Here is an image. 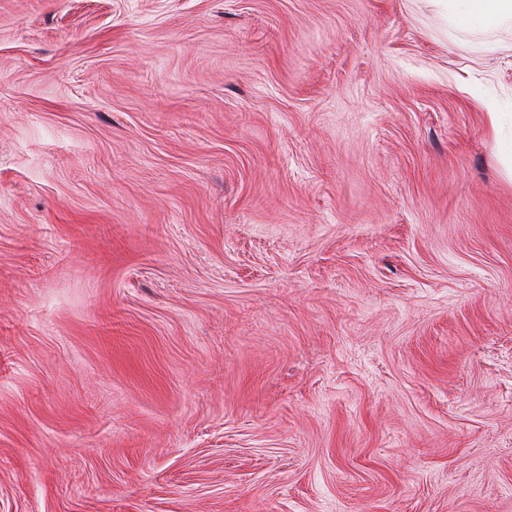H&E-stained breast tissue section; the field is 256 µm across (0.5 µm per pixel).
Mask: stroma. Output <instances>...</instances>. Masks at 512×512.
<instances>
[{"instance_id": "stroma-1", "label": "stroma", "mask_w": 512, "mask_h": 512, "mask_svg": "<svg viewBox=\"0 0 512 512\" xmlns=\"http://www.w3.org/2000/svg\"><path fill=\"white\" fill-rule=\"evenodd\" d=\"M443 13L0 0V512H512V27Z\"/></svg>"}]
</instances>
